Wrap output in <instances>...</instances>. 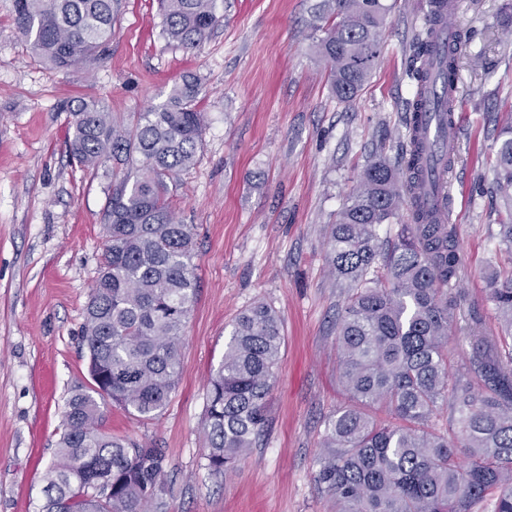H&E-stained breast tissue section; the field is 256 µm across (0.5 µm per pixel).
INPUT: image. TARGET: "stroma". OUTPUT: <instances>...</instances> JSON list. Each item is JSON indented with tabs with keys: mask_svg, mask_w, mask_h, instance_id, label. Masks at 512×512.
Here are the masks:
<instances>
[{
	"mask_svg": "<svg viewBox=\"0 0 512 512\" xmlns=\"http://www.w3.org/2000/svg\"><path fill=\"white\" fill-rule=\"evenodd\" d=\"M317 0H216L223 21L186 50L162 33L157 0H118L99 59L63 72L35 59L12 0H0V512H38L72 391L88 385L85 309L105 248L113 188L137 169L71 163L75 100L114 119L163 104L187 74L201 80L205 129L195 164L169 181L193 225L199 292L181 343V374L156 419L105 407V429L162 448L165 512H332L315 460L325 421L347 403L336 323L346 298L328 272V227L366 161L399 166L407 144L415 38L428 0L392 10L372 75L352 104L332 95L311 26ZM457 161L449 192L462 266L458 320L500 333L491 271L512 221L492 193L498 133L512 124V0H461ZM264 302L285 343L255 448L225 475L204 459L209 373L237 315Z\"/></svg>",
	"mask_w": 512,
	"mask_h": 512,
	"instance_id": "obj_1",
	"label": "stroma"
}]
</instances>
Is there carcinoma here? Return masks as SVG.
<instances>
[{"label": "carcinoma", "instance_id": "obj_1", "mask_svg": "<svg viewBox=\"0 0 512 512\" xmlns=\"http://www.w3.org/2000/svg\"><path fill=\"white\" fill-rule=\"evenodd\" d=\"M165 37L199 48L221 23L215 0H161ZM20 33L38 60L59 70L100 57L112 34L115 0H12ZM391 11L386 0H320L317 51L330 90L353 103L369 80ZM416 42L411 76L425 90L433 59V24ZM460 53L443 56L440 75L456 85ZM200 81L186 75L166 103L132 125L105 105L74 108L69 152L81 167L133 161L141 175L112 190L107 245L87 305L82 342L91 383L68 400L56 458L45 474L39 512H162L167 488L161 449L103 430L113 405L152 420L165 409L181 370V336L198 294L194 227L177 220L166 180L190 168L202 144ZM423 158L408 132L403 166L383 155L359 174L331 225L329 271L348 288L337 325L340 379L348 404L325 424L317 481L336 512H512V277L489 275L490 301L503 335L481 336L472 312L464 367L448 365V336L459 299L456 228L441 224L412 196ZM496 189L512 206V126L502 129ZM409 204V223L381 254L377 227ZM283 336L277 312L257 303L241 312L208 379L204 433L207 467L222 474L254 447L266 422L265 401ZM482 388L476 389L471 379ZM385 409L378 424L369 410ZM448 428L436 429L443 408Z\"/></svg>", "mask_w": 512, "mask_h": 512}]
</instances>
